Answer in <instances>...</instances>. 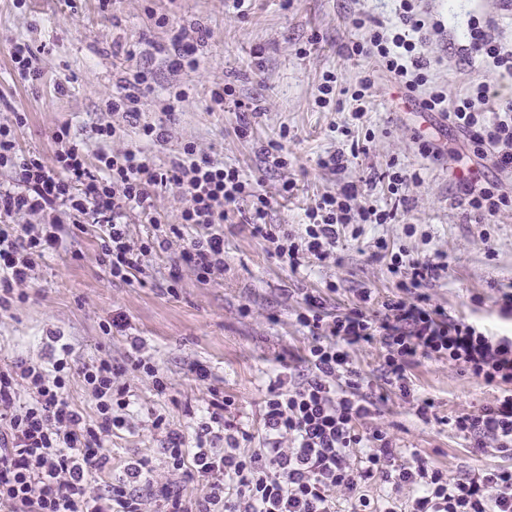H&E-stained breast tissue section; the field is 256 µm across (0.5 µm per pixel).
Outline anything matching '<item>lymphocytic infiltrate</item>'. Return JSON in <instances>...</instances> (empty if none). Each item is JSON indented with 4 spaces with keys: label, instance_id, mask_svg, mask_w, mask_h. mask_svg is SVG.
Listing matches in <instances>:
<instances>
[{
    "label": "lymphocytic infiltrate",
    "instance_id": "f902f5d3",
    "mask_svg": "<svg viewBox=\"0 0 512 512\" xmlns=\"http://www.w3.org/2000/svg\"><path fill=\"white\" fill-rule=\"evenodd\" d=\"M397 15L390 27L357 16L355 25L367 29L368 36L353 43L351 53L374 57L400 88L420 93L422 109L444 113L465 135L470 153L512 171V101L499 98L485 82L449 99L444 86L428 77L427 22L417 0H399ZM468 50L499 76L512 77V48L492 38L476 18L469 22ZM150 88L148 73L130 74L113 94L109 111L138 120V104ZM116 133L113 124H100L103 147L90 158L71 140L68 126H61L52 134L58 148L48 160L20 150L11 127L0 125V171L12 180L11 188H0L1 311L25 300L35 259L59 243L61 211L77 222L88 217L106 225L103 262L112 277L130 280L144 256L176 237L186 241L181 262L203 283L224 272L225 208L240 198L254 200L248 217L253 234L293 269L300 252L318 260L329 256L340 227L387 224L394 218L373 203L352 207L359 189L348 184L307 210L298 245L267 223L268 199L238 169L198 156L191 143L170 166L157 164L150 148L168 138L161 124L141 123V145L120 151L106 147ZM460 183L474 211L492 216L512 208V196L483 179L479 169L464 167ZM167 185L176 186L186 200L179 223L155 224L151 240L131 241L128 210L151 211L152 188ZM32 215L43 218L40 231L23 224V217ZM447 267L442 252L423 261L402 249L391 253L389 271L398 277L402 294L383 302L379 318L367 312L366 293L333 317L325 315L319 296H306L297 320L313 338L304 355L309 372L297 383L283 372L270 385L260 438L234 429L226 419L231 399L212 401L208 421L194 439L168 433L163 469L151 459H135L103 493L92 489L91 477L106 468L104 443L123 424L130 405L124 369L105 357L73 368L67 344L51 350L47 362L19 359L0 368V512H147L144 494L156 486L161 489L158 512H336L340 496L351 512H512L511 466L452 477L420 451L401 453L387 431L360 428L371 408L357 395L362 376L349 349L375 341L388 385L419 417H427L434 406L411 384L409 371L420 360L448 363L476 382L499 388L493 403L449 423L477 451L491 443L498 452L512 454V337L486 335L429 304L420 290ZM74 372L95 403V418H86L68 401ZM163 472L168 475L164 481L159 478ZM175 478L204 482L208 491L185 498L173 490ZM376 480L389 485L388 494L376 500L361 494L363 485Z\"/></svg>",
    "mask_w": 512,
    "mask_h": 512
}]
</instances>
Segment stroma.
<instances>
[{"mask_svg":"<svg viewBox=\"0 0 512 512\" xmlns=\"http://www.w3.org/2000/svg\"><path fill=\"white\" fill-rule=\"evenodd\" d=\"M394 8L393 0H110L105 6L100 0H0V123L13 125L24 151L52 157L51 135L65 124L90 155L99 147L95 128L101 123L121 127L112 149L134 143V126L108 112L107 103L124 77L143 70L152 90L139 102L140 119L169 129L167 142L153 148L156 159L168 160L185 143H195L199 156L255 180L270 201L267 223L292 238L304 234L305 209L347 183L395 214L392 223L362 225L360 235L344 231L326 260L301 254L293 270L251 234L244 220L252 201L240 200L228 207L224 223V275L206 284L180 265L183 242L176 238L145 257L131 281L112 278L102 262L97 226L79 229L61 214L60 243L36 259L26 300L0 314V361L41 360L50 337L57 336L71 345L77 361L105 356L125 366L136 336L167 379L160 394L146 377L127 375L126 423L112 432L111 462L94 475L95 490L108 489L131 459L145 456L161 465L167 431L189 436L204 420L209 386L232 399L227 419L257 433L276 374L284 370L298 381L308 373L301 356L311 338L296 319L305 296L321 295L332 315L365 292L380 306L400 293L388 270L392 249L405 247L419 259L446 253L447 271L426 288L431 304L495 335L512 333V315L499 308L512 285V210L492 217L471 210L457 181L466 154L462 133L444 115L421 110L417 98L407 97L374 59L349 52L352 43L367 38L353 25L355 14L364 11L389 23ZM420 9L446 31L424 47L431 81L447 87L452 99L480 81L512 98V83L498 81L466 49L474 17L493 38L512 46V6L506 0H422ZM162 17L167 26H158ZM182 31L197 37L201 63L175 72L170 61ZM16 39L42 50L37 86L13 70L10 43ZM328 73L340 92L372 78L362 119L318 106L317 88ZM224 83L233 87L234 98L219 106L211 91ZM174 86L187 97L169 116L162 108ZM19 112L25 117L20 124ZM272 142L282 147V165L265 154ZM426 142L433 151L423 150ZM339 148L349 157L337 174L320 161ZM393 163L414 176L395 195L381 178ZM185 205L177 188L156 191L151 214L129 213L131 238L152 236L156 220L179 223ZM119 313L129 321L126 332H104ZM350 354L366 379L360 393L372 403L363 428L389 431L399 448L431 455L457 477L479 466H512V455L474 453L447 425L448 417L493 402L495 387L448 364L422 361L412 380L421 396L434 401L423 419L386 384L378 345L361 344ZM199 363L210 370V385L197 381L193 368ZM156 414L165 416L167 430L152 428Z\"/></svg>","mask_w":512,"mask_h":512,"instance_id":"stroma-1","label":"stroma"}]
</instances>
